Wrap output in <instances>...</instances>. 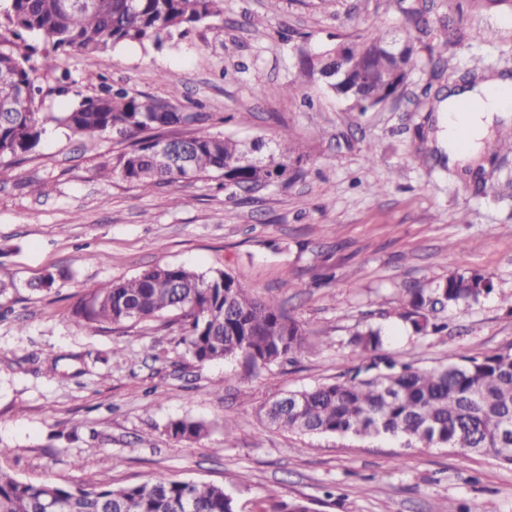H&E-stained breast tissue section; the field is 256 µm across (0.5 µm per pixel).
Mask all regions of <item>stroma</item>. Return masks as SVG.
I'll use <instances>...</instances> for the list:
<instances>
[{"mask_svg": "<svg viewBox=\"0 0 512 512\" xmlns=\"http://www.w3.org/2000/svg\"><path fill=\"white\" fill-rule=\"evenodd\" d=\"M426 11L430 35L409 20ZM461 31L444 57L429 51ZM410 37L421 61L403 94L356 112L302 56L374 29ZM36 82L69 73L62 111L108 85L202 113L165 129L260 140L292 135L301 157L268 186L229 196L218 177L150 190L113 175L125 145L47 122L39 147L0 164V469L28 483L122 487L159 476L223 486L236 512H512V465L487 454L406 445L391 436L300 435L263 408L291 391L353 373L349 339L372 326L385 353L431 368L457 355L512 354V153L490 144L471 172L449 168L435 139L440 98L461 76L512 78V7L481 0H223L186 37L91 54L32 56ZM294 85L288 96L282 89ZM177 95H170V86ZM373 162H366V155ZM49 181L48 197L30 182ZM465 243L455 252L448 244ZM155 265L232 275L304 329L296 361L253 368L236 356L199 363L178 322L76 324L70 312L101 283ZM68 275L32 290L47 271ZM479 271L494 290L446 310V336H416L396 311L406 289ZM204 422L181 441L170 422Z\"/></svg>", "mask_w": 512, "mask_h": 512, "instance_id": "obj_1", "label": "stroma"}]
</instances>
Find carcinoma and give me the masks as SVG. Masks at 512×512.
I'll use <instances>...</instances> for the list:
<instances>
[{
    "instance_id": "1",
    "label": "carcinoma",
    "mask_w": 512,
    "mask_h": 512,
    "mask_svg": "<svg viewBox=\"0 0 512 512\" xmlns=\"http://www.w3.org/2000/svg\"><path fill=\"white\" fill-rule=\"evenodd\" d=\"M223 0H6L0 8V162L33 152L50 119L81 138L105 134L131 140L112 172L149 189L217 173L224 188H258L284 175L295 149L283 138L265 153L264 144L200 133L175 155L157 151L165 127L205 117L174 112L153 96H131L106 88L57 115L44 116L42 88L35 85L31 37L55 54H92L129 43L185 36L197 25L221 15ZM379 30L352 43L302 59L311 73L333 66L343 50L344 79L327 87L368 112L403 90L419 63L417 49L404 43L398 54L386 50ZM493 290L479 271L453 273L427 290L409 288L398 317L418 335L438 334L446 324L434 313L476 302ZM176 314L184 327L186 352L206 363L244 355L267 365L304 349L303 330L278 304L253 297L229 274L199 273L182 266H156L96 288L73 311L88 323L120 324ZM349 343L360 350L363 365L347 378L291 392L266 406L268 422L302 435L336 434L402 437L407 444L456 448L464 454H490L512 465V354L457 360L433 369L397 362L383 354L377 329L356 331ZM173 437L198 441L208 433L202 422L178 419ZM0 512H235L224 487L159 476L153 481L114 488L58 486L20 481L0 469Z\"/></svg>"
}]
</instances>
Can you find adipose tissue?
I'll return each mask as SVG.
<instances>
[{
	"instance_id": "ef3b65f1",
	"label": "adipose tissue",
	"mask_w": 512,
	"mask_h": 512,
	"mask_svg": "<svg viewBox=\"0 0 512 512\" xmlns=\"http://www.w3.org/2000/svg\"><path fill=\"white\" fill-rule=\"evenodd\" d=\"M471 101L479 102V109H468ZM438 120L449 165L467 167L492 138L497 124L512 120V79L489 76L469 90L448 96Z\"/></svg>"
}]
</instances>
